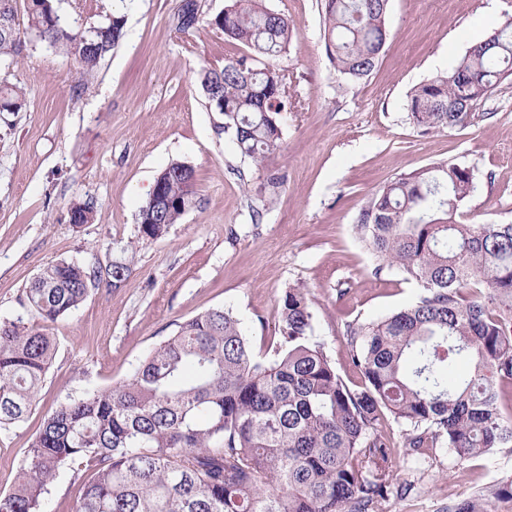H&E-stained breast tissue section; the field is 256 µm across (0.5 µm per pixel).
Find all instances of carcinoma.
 Segmentation results:
<instances>
[{"label": "carcinoma", "mask_w": 512, "mask_h": 512, "mask_svg": "<svg viewBox=\"0 0 512 512\" xmlns=\"http://www.w3.org/2000/svg\"><path fill=\"white\" fill-rule=\"evenodd\" d=\"M54 0H28L27 28L16 0H0V60L23 54L28 35L92 73L125 35L113 15L83 30L62 24ZM389 0H324L326 50L337 73H372L389 37ZM200 22L198 0H181L177 28ZM209 26L248 54L205 68L207 106L243 157L263 162L281 146L284 70L292 24L264 0H235ZM512 77V18L448 70L417 85L409 119L423 134L468 122L475 103ZM25 105L22 88L0 79V112ZM163 197L140 208V232L156 238L197 203L193 168L174 163L155 180ZM472 171L441 161L397 176L366 201L354 233L376 271L416 283L411 306L349 329V355L364 384L349 386L319 342L305 288L284 292L276 340L252 349L232 310L210 309L154 346L122 383L70 396L43 419L0 512H46L45 496L67 469L91 472L71 512H386L395 452L379 430L390 415L407 426L404 447L438 444L466 461L512 447V415L500 407L512 385V224H460L474 192ZM95 219L90 201L70 222ZM112 287L130 267L114 261ZM99 271L61 260L25 293L44 322L70 314ZM57 354L53 337L24 317L0 321V430L23 422ZM512 499V479L488 487L455 512H488Z\"/></svg>", "instance_id": "obj_1"}]
</instances>
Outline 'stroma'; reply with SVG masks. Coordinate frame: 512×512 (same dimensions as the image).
Wrapping results in <instances>:
<instances>
[{"instance_id":"stroma-1","label":"stroma","mask_w":512,"mask_h":512,"mask_svg":"<svg viewBox=\"0 0 512 512\" xmlns=\"http://www.w3.org/2000/svg\"><path fill=\"white\" fill-rule=\"evenodd\" d=\"M202 21L178 31L179 0H55L73 29L126 19L125 36L83 77L73 59L31 40L0 77L22 87L25 105L0 113V320L23 314L42 267L76 259L131 268L121 287L92 286L69 315L46 323L57 355L25 421L0 430V493L11 489L48 412L69 396L127 379L178 326L213 308L242 321L254 350L266 348L278 302L305 287L313 338L337 372L363 382L348 359L347 327L410 305L415 284L375 272L353 228L374 192L400 174L439 161L472 170L463 224L512 223V79L474 106L462 126L421 134L407 96L512 17V0H390L389 40L370 76L352 82L330 63L321 0H265L294 30L276 64L288 72L280 149L263 164L242 157L206 106L199 73L245 54L208 21L232 0H198ZM183 162L198 204L156 239L137 222L158 175ZM92 201L93 223H71L73 203ZM261 223H253V209ZM393 485L387 512H449L479 488L512 479V448L469 461L451 449L416 456L403 425L388 420Z\"/></svg>"}]
</instances>
